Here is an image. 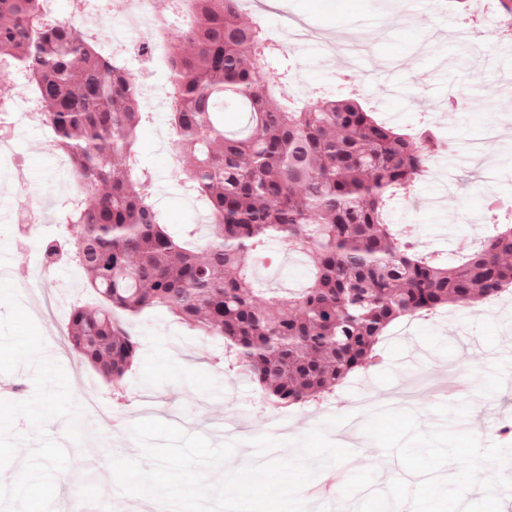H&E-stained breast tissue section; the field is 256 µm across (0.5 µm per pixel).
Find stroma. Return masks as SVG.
Wrapping results in <instances>:
<instances>
[{"mask_svg": "<svg viewBox=\"0 0 512 512\" xmlns=\"http://www.w3.org/2000/svg\"><path fill=\"white\" fill-rule=\"evenodd\" d=\"M300 19L308 34L291 51H273L257 63L261 76L275 80L287 71L281 93L310 103L340 92L337 65L324 44L350 37L366 47L359 61L369 80L360 98L374 112L390 111L401 129L431 126L440 138L457 142L454 153L439 152L450 186L429 178L399 192L388 220L418 238L433 257L461 258L492 228L482 209L483 192L512 198V56L500 55L498 35L505 18L496 0H279L262 24L269 39L279 38L287 21ZM465 100L452 123L436 122L447 108L449 92ZM167 111H153L138 139L142 166L154 179V200L175 224H200V201L179 186L166 139ZM12 141L24 158L22 168L0 167V279L16 287L42 337V358L65 370L78 404L94 398L101 413L85 412L83 441L68 442L66 421L52 419L48 434L65 444L68 468L56 477V503L78 499L86 506L113 498V512H153L154 498L120 493L109 458L143 460L129 427L141 420V406L156 402L153 418L224 443L225 418H232L240 445L228 464L240 467L253 457L250 438H298L333 416L348 414L352 402H370L416 414L422 431L447 425L497 443L488 418L512 419V295L478 311L446 307L435 315L389 326L380 343L381 362L337 387L328 404L277 408L265 401L249 379L224 354V340L189 328L162 310L143 312L131 325L141 351L125 380L113 391L91 367L76 361L64 341L71 304L89 301L80 270L68 262L48 267L36 253L37 240L51 238L64 200L78 188L67 158L54 150L46 127L18 119ZM24 180L44 204L46 220L35 225V239L24 238L13 216L20 201L14 193ZM252 271L269 287L303 282L307 269L297 255L274 243L264 259H250ZM351 457L339 463L342 493L335 512H356L369 494L385 490L396 478L416 486L396 456L385 454L367 436L351 444Z\"/></svg>", "mask_w": 512, "mask_h": 512, "instance_id": "1", "label": "stroma"}]
</instances>
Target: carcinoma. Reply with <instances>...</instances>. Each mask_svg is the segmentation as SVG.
<instances>
[{"instance_id": "obj_1", "label": "carcinoma", "mask_w": 512, "mask_h": 512, "mask_svg": "<svg viewBox=\"0 0 512 512\" xmlns=\"http://www.w3.org/2000/svg\"><path fill=\"white\" fill-rule=\"evenodd\" d=\"M195 9L170 43L169 149L182 161L180 185L207 206L200 243L153 201L132 73L45 0H0V77L24 66L53 146L79 179L55 240L96 298L68 317L82 363L120 383L140 350L128 320L160 309L224 338L269 403L302 404L374 364L392 322L512 287V224L465 259L440 262L386 222L391 198L426 171L430 134L399 133L355 98L285 103L257 70L266 33L242 20L238 0ZM226 110L247 113L241 131L224 130ZM272 240L305 251V285L273 291L249 271L245 259Z\"/></svg>"}]
</instances>
